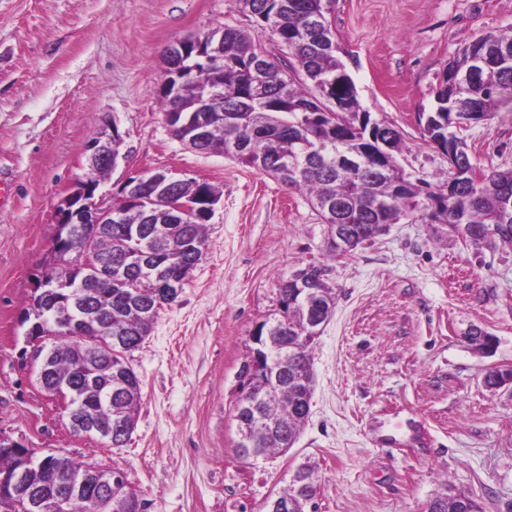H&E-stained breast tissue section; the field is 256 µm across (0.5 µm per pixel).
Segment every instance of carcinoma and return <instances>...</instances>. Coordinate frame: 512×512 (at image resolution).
Segmentation results:
<instances>
[{
	"label": "carcinoma",
	"mask_w": 512,
	"mask_h": 512,
	"mask_svg": "<svg viewBox=\"0 0 512 512\" xmlns=\"http://www.w3.org/2000/svg\"><path fill=\"white\" fill-rule=\"evenodd\" d=\"M238 3L255 19V33L229 24L205 33L207 48L221 43L224 63L206 64L192 48L182 61L181 93L175 97L161 94L164 112H177L186 119L193 115L201 99L213 94L224 96L221 109L211 113L213 129L199 152L230 155L270 176L280 162L293 163L291 173L281 183L307 191L323 223L340 222L367 230L364 243L379 236L385 225L409 218L433 201L442 205L439 221L456 231L463 230L473 244H489L496 238L512 241V168L491 167L476 173L466 143L456 134L464 115L449 108L453 102L463 100L479 120L498 108V93L512 89V34H485L461 47L445 70L452 74V80H444L436 92V105L427 116V125L448 138L465 159L463 166L448 167V181L456 186L450 195L444 189L426 191L413 183L393 155L386 161L385 172L367 162L370 142L357 127V93L347 95L345 109L338 111L331 106L336 94V73L345 63L338 56L331 22L323 13L324 0ZM319 16L323 21L316 27L312 20ZM284 35L290 40L288 51L295 61L291 66L283 64L260 41L267 36L277 42ZM260 52L268 61L263 83L255 85L250 66ZM474 59L482 60V66L474 68ZM305 81L312 89L303 88ZM348 157L357 160L353 171L339 165V160ZM165 189L174 200L200 207L196 220L180 223L167 205L144 210L137 197L123 187L119 191L125 198L121 223L112 225V262L127 260L140 246L136 239H148L152 255L163 260L162 276L182 281L185 270L195 266L202 255L206 224L213 215L201 197L216 191L195 179L170 183ZM308 268L321 292L320 316L326 321L335 305V293L326 283L324 267L310 263ZM53 275L67 279V287L46 296L43 289H36L26 308L28 315L38 306L52 312L42 325V329L55 333L52 375L47 381L76 385L75 406L94 412L105 426L112 427V447L121 448L128 438L117 431V419L134 427L141 400L140 379L128 366L127 354L150 335L158 315L153 297L158 284L155 273L137 266L130 268L122 280H104L80 267L63 273L50 263L44 276ZM129 288L136 289L140 298L151 301V305L140 309L126 304L124 296ZM77 298L86 304L80 313L90 315L91 323L104 330L118 327L127 336L124 348L100 351L92 365L87 361V342L60 319L63 310L75 311ZM285 316L288 324L280 327L276 342L288 346L292 353L288 373L278 375L273 397L263 403L259 414L250 417L255 449L261 456L292 447L310 411L314 374L309 345L301 343L300 335L306 310L303 298L292 288L279 289L278 320ZM109 382L112 404L94 402L95 390ZM83 468V463L65 458L53 472L52 480L65 482ZM284 495L294 501V512H305L315 496L311 468H299ZM427 512H482V507L474 498L450 490L435 496Z\"/></svg>",
	"instance_id": "carcinoma-1"
}]
</instances>
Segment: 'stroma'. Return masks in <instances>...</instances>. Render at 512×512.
I'll list each match as a JSON object with an SVG mask.
<instances>
[{
    "instance_id": "stroma-1",
    "label": "stroma",
    "mask_w": 512,
    "mask_h": 512,
    "mask_svg": "<svg viewBox=\"0 0 512 512\" xmlns=\"http://www.w3.org/2000/svg\"><path fill=\"white\" fill-rule=\"evenodd\" d=\"M329 20L362 108L402 135L398 165L446 185L426 116L458 48L512 33V0H334ZM225 24L255 27L236 0H0V176L16 186L0 209V437L121 468L144 512H262L304 465L316 512H427L446 488L512 512V389L483 383L512 369V242L475 246L420 212L334 256L306 194L187 149L165 122L163 51ZM112 125L126 159L101 191L165 171L220 194L199 263L129 356L142 399L121 448L70 433L21 358L55 207L84 173L87 142ZM459 135L478 167H512V101ZM311 263L336 306L311 346L309 418L288 453L239 459L234 404L252 336L277 313L280 281ZM474 326L494 336L489 353L467 342Z\"/></svg>"
}]
</instances>
